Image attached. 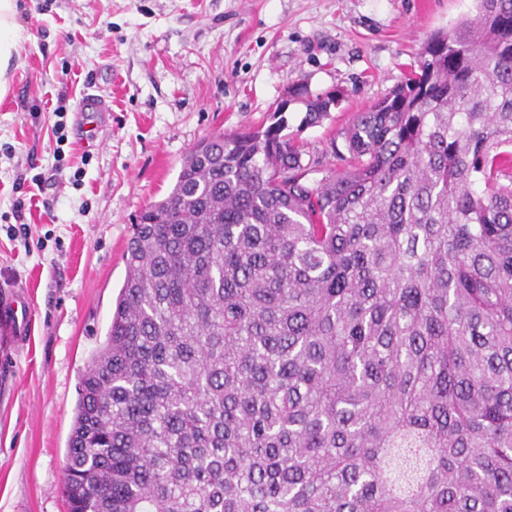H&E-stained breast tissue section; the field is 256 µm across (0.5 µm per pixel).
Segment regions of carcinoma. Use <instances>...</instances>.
<instances>
[{"label": "carcinoma", "instance_id": "1", "mask_svg": "<svg viewBox=\"0 0 512 512\" xmlns=\"http://www.w3.org/2000/svg\"><path fill=\"white\" fill-rule=\"evenodd\" d=\"M284 128L203 141L133 225L70 512H512V0L431 33L343 166Z\"/></svg>", "mask_w": 512, "mask_h": 512}]
</instances>
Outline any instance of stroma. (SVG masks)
I'll list each match as a JSON object with an SVG mask.
<instances>
[{
  "instance_id": "35a3bbf8",
  "label": "stroma",
  "mask_w": 512,
  "mask_h": 512,
  "mask_svg": "<svg viewBox=\"0 0 512 512\" xmlns=\"http://www.w3.org/2000/svg\"><path fill=\"white\" fill-rule=\"evenodd\" d=\"M474 13L475 0H19L25 38L0 99V287H26L34 326L0 358V512H67L80 376L106 339L132 226L189 151L269 125L303 84L340 102L315 125L290 103L286 132L334 164L343 129L417 68L430 33ZM89 93L105 116L82 113Z\"/></svg>"
}]
</instances>
